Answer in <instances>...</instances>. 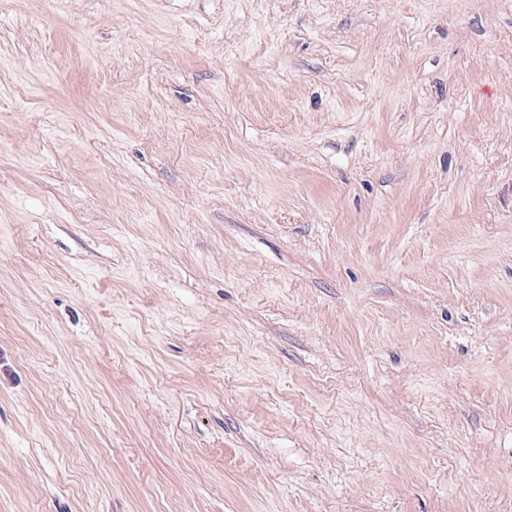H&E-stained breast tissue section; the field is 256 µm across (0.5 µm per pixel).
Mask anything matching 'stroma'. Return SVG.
I'll return each instance as SVG.
<instances>
[{
  "instance_id": "obj_1",
  "label": "stroma",
  "mask_w": 512,
  "mask_h": 512,
  "mask_svg": "<svg viewBox=\"0 0 512 512\" xmlns=\"http://www.w3.org/2000/svg\"><path fill=\"white\" fill-rule=\"evenodd\" d=\"M0 512H512V0H0Z\"/></svg>"
}]
</instances>
